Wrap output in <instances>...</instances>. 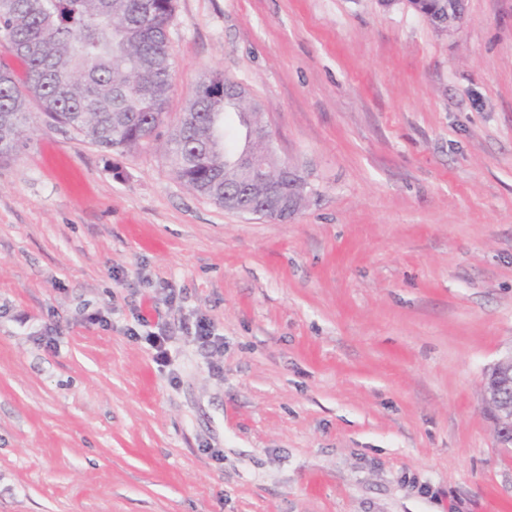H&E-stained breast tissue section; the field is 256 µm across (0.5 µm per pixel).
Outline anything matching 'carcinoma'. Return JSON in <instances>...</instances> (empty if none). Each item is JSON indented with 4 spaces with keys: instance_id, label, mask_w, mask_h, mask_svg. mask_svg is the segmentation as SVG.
Wrapping results in <instances>:
<instances>
[{
    "instance_id": "obj_1",
    "label": "carcinoma",
    "mask_w": 512,
    "mask_h": 512,
    "mask_svg": "<svg viewBox=\"0 0 512 512\" xmlns=\"http://www.w3.org/2000/svg\"><path fill=\"white\" fill-rule=\"evenodd\" d=\"M175 0H0V41L25 66V82L0 70V158L10 156L29 125V101L60 127L101 149L131 151L164 122L171 86L167 28ZM204 75L171 134L177 179L219 206L243 194L238 155L252 147L270 169L269 147L240 145L224 115L240 114L236 88L213 102Z\"/></svg>"
}]
</instances>
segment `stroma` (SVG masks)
Wrapping results in <instances>:
<instances>
[{
  "instance_id": "1",
  "label": "stroma",
  "mask_w": 512,
  "mask_h": 512,
  "mask_svg": "<svg viewBox=\"0 0 512 512\" xmlns=\"http://www.w3.org/2000/svg\"><path fill=\"white\" fill-rule=\"evenodd\" d=\"M168 39L148 144L33 104L0 160V512H512L482 407L512 352V0L447 33L408 0H176ZM211 71L305 176L290 221L172 172Z\"/></svg>"
}]
</instances>
